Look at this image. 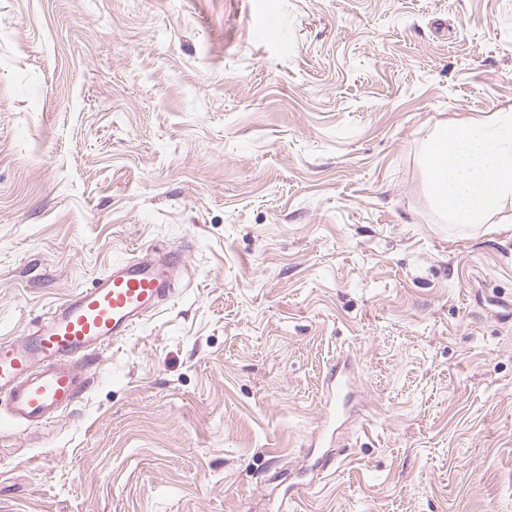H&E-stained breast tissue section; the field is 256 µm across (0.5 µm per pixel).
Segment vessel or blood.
Instances as JSON below:
<instances>
[{"label":"vessel or blood","mask_w":512,"mask_h":512,"mask_svg":"<svg viewBox=\"0 0 512 512\" xmlns=\"http://www.w3.org/2000/svg\"><path fill=\"white\" fill-rule=\"evenodd\" d=\"M182 263L180 249L146 248L55 304L33 333L1 338L0 401L6 407L0 427L46 424L74 406L90 385L89 367L97 354L172 297ZM327 386L334 404L325 415L321 442L329 446L339 422L352 413L355 378L348 368L336 367Z\"/></svg>","instance_id":"b4317fda"}]
</instances>
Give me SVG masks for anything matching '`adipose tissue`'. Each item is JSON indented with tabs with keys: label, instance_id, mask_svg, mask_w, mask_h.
<instances>
[{
	"label": "adipose tissue",
	"instance_id": "ef3b65f1",
	"mask_svg": "<svg viewBox=\"0 0 512 512\" xmlns=\"http://www.w3.org/2000/svg\"><path fill=\"white\" fill-rule=\"evenodd\" d=\"M434 206L451 224H483L512 199V113L435 126L423 143Z\"/></svg>",
	"mask_w": 512,
	"mask_h": 512
}]
</instances>
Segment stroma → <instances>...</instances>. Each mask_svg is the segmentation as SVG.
<instances>
[{
  "mask_svg": "<svg viewBox=\"0 0 512 512\" xmlns=\"http://www.w3.org/2000/svg\"><path fill=\"white\" fill-rule=\"evenodd\" d=\"M511 111L512 0H0V338L184 255L0 512H512V202L443 223L422 154ZM344 365L334 367L328 377V390L335 405L325 415L324 430L321 436L322 444L331 447L340 427L337 424L352 414L350 407L355 386V377Z\"/></svg>",
  "mask_w": 512,
  "mask_h": 512,
  "instance_id": "obj_1",
  "label": "stroma"
}]
</instances>
